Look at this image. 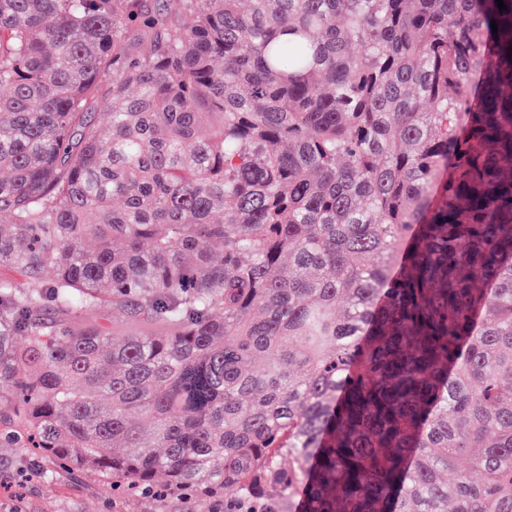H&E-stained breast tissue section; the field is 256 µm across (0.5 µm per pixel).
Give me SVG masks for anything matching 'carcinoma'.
<instances>
[{
	"label": "carcinoma",
	"instance_id": "cac0c4a2",
	"mask_svg": "<svg viewBox=\"0 0 512 512\" xmlns=\"http://www.w3.org/2000/svg\"><path fill=\"white\" fill-rule=\"evenodd\" d=\"M503 2L0 0V447L153 512H512ZM96 319L101 324L112 327L114 336L120 337L132 330L133 326L128 324L124 316L118 312H112V308L103 306L95 311ZM213 502L201 498H174L165 506L167 512H210Z\"/></svg>",
	"mask_w": 512,
	"mask_h": 512
}]
</instances>
